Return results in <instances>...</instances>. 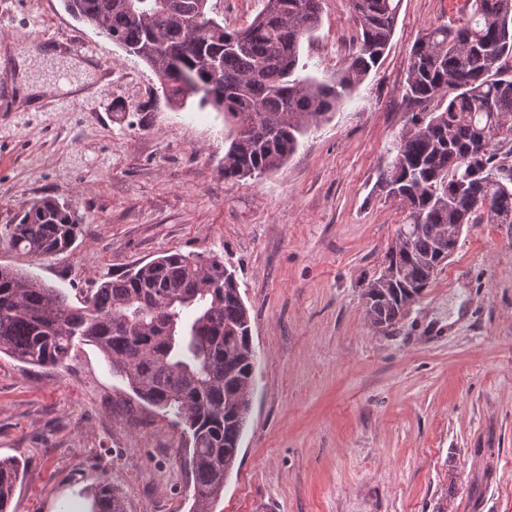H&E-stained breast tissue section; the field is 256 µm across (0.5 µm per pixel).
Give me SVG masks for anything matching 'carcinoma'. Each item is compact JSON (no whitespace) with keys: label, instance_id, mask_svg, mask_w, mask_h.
<instances>
[{"label":"carcinoma","instance_id":"carcinoma-1","mask_svg":"<svg viewBox=\"0 0 512 512\" xmlns=\"http://www.w3.org/2000/svg\"><path fill=\"white\" fill-rule=\"evenodd\" d=\"M323 0H265L253 21L230 29L208 0H71L72 13L145 63L175 109L224 113L235 132L224 151V180L279 170L299 137L329 118L383 57L401 0H349L359 35L332 78L304 73V41L321 23ZM461 25L440 24L415 42L405 97L419 107L394 143L378 179L404 208L386 269L365 292L374 327L396 322L457 244L459 226L485 219L512 224V0H468ZM71 209L45 197L13 225L8 247L41 257L73 246ZM96 347L112 374L147 405L171 414L186 439L192 512H213L239 454L253 385L249 311L234 272L218 255L171 253L109 279L80 305L30 274L0 266V354L56 367L75 342ZM16 459H0V512H12ZM95 512H126L108 482Z\"/></svg>","mask_w":512,"mask_h":512}]
</instances>
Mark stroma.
Here are the masks:
<instances>
[{"mask_svg": "<svg viewBox=\"0 0 512 512\" xmlns=\"http://www.w3.org/2000/svg\"><path fill=\"white\" fill-rule=\"evenodd\" d=\"M465 0H402L378 67L311 128L275 173L224 181L223 113L174 109L141 61L63 0H0V56L20 52L67 105L28 110L0 65V265L69 301L165 252L215 254L237 273L258 356L236 465L215 512H512V224L464 225L436 279L391 326L372 328L367 281L387 264L403 211L376 183L416 110L412 47L465 22ZM349 0H324L304 43L309 75L351 53ZM89 60L94 71L75 67ZM64 200L75 245L11 251L33 200ZM178 429L141 405L93 346L58 368L0 354V458L20 477L14 512H93L103 481L127 512H190Z\"/></svg>", "mask_w": 512, "mask_h": 512, "instance_id": "35a3bbf8", "label": "stroma"}]
</instances>
